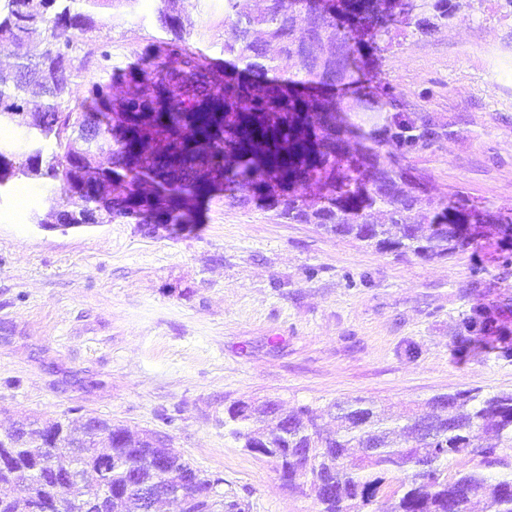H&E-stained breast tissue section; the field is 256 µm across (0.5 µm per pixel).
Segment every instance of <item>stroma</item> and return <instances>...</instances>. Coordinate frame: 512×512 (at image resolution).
<instances>
[{
  "label": "stroma",
  "mask_w": 512,
  "mask_h": 512,
  "mask_svg": "<svg viewBox=\"0 0 512 512\" xmlns=\"http://www.w3.org/2000/svg\"><path fill=\"white\" fill-rule=\"evenodd\" d=\"M446 27L399 36L352 113L381 137L395 113L430 117L429 147L384 158L424 198L512 208V0H461ZM160 0L114 10L83 49L125 67L163 33ZM189 41L224 54L222 0H181ZM393 98H386V91ZM59 192L26 180L0 196V433L18 416L112 420L166 435L221 478L242 512H319L224 425L237 401L287 410L365 398L397 412L443 393L512 392V358H464L460 323L483 303L512 331V273L496 236L444 260L379 253L256 204L205 205L201 223L39 227ZM484 270L474 282L473 266Z\"/></svg>",
  "instance_id": "35a3bbf8"
}]
</instances>
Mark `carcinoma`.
Listing matches in <instances>:
<instances>
[{
  "mask_svg": "<svg viewBox=\"0 0 512 512\" xmlns=\"http://www.w3.org/2000/svg\"><path fill=\"white\" fill-rule=\"evenodd\" d=\"M130 0H0V49L42 47L0 71V189L21 179L60 182L53 224L199 222L204 203L261 201L288 224H315L381 253L448 259L495 230L512 269V213L465 199L436 205L402 187L403 173L345 120L337 88L371 90L360 45L376 50L393 33H427L454 16L453 0H263L253 14L224 0V61L207 63L186 38L180 0H163L154 41L112 84V45L99 48L94 77L74 94L62 74L84 37L112 22ZM438 131L425 119L394 117L384 137L404 154ZM496 309L477 304L460 350L512 357ZM332 434L309 407L291 413L271 401H237L224 425L262 457L288 458V485L306 486L320 512H512V393L468 389L437 394L393 417L374 402L335 403ZM107 433L76 437L57 418L0 434V512H149L153 491L179 512H241L211 478L156 443L105 421ZM475 465L448 475V462ZM505 474L492 477L488 470ZM23 484L26 496H14Z\"/></svg>",
  "mask_w": 512,
  "mask_h": 512,
  "instance_id": "cac0c4a2",
  "label": "carcinoma"
}]
</instances>
